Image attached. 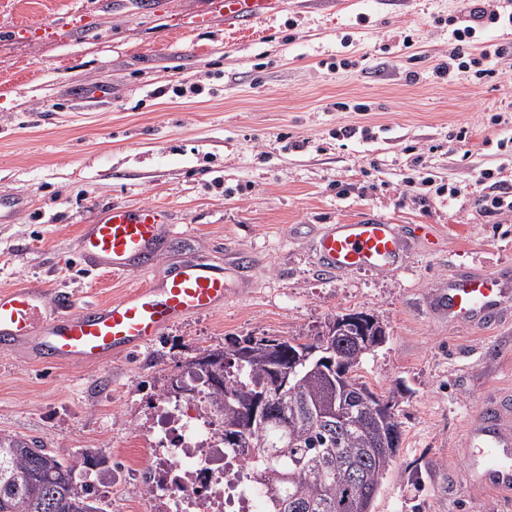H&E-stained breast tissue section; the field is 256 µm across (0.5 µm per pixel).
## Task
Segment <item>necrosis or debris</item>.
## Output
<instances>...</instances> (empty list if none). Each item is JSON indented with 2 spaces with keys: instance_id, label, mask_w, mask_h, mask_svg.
I'll list each match as a JSON object with an SVG mask.
<instances>
[{
  "instance_id": "necrosis-or-debris-1",
  "label": "necrosis or debris",
  "mask_w": 512,
  "mask_h": 512,
  "mask_svg": "<svg viewBox=\"0 0 512 512\" xmlns=\"http://www.w3.org/2000/svg\"><path fill=\"white\" fill-rule=\"evenodd\" d=\"M160 402L168 425L154 436L164 452L152 458L150 497L165 512H261L262 493L244 475L251 456L225 452L218 419L185 415L165 396Z\"/></svg>"
}]
</instances>
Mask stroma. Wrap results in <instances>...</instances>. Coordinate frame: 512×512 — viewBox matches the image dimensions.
<instances>
[{
	"mask_svg": "<svg viewBox=\"0 0 512 512\" xmlns=\"http://www.w3.org/2000/svg\"><path fill=\"white\" fill-rule=\"evenodd\" d=\"M17 2L0 0V190L26 205L0 221V288L121 298L141 275L84 270L79 228L112 202L158 203L174 232L154 276L195 256L223 267L228 294L96 367L0 351V433L98 453L106 475L86 479L107 512H153L144 439L170 377L231 339L362 311L387 340L359 374L395 392L403 431L374 512H512V492L466 482L462 447L479 404L512 392V316L452 326L430 303L461 271L512 269V215L478 203L512 191L498 148L512 138V76L435 73L447 21L471 0H281L247 33L225 26L224 0ZM181 79L202 94H170ZM94 86L109 98L86 101ZM364 216L407 237L398 263L323 270L322 230Z\"/></svg>",
	"mask_w": 512,
	"mask_h": 512,
	"instance_id": "stroma-1",
	"label": "stroma"
}]
</instances>
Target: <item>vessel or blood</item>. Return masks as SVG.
I'll return each mask as SVG.
<instances>
[{
  "label": "vessel or blood",
  "mask_w": 512,
  "mask_h": 512,
  "mask_svg": "<svg viewBox=\"0 0 512 512\" xmlns=\"http://www.w3.org/2000/svg\"><path fill=\"white\" fill-rule=\"evenodd\" d=\"M277 0H224V17L248 31L275 12ZM170 228L161 205H106L81 226L75 252L90 271L144 275V284L120 299L82 307L68 296L49 298L41 288L0 291V350H30L50 364L91 366L149 345L180 318L223 304V268L203 259L174 265L151 277ZM320 264L335 272L384 270L395 265L403 241L395 225L382 217L337 224L318 239ZM512 297L501 275L463 272L450 280L438 303L449 323L482 327L498 320ZM512 397L484 402L466 438L469 483L512 490Z\"/></svg>",
  "instance_id": "b4317fda"
}]
</instances>
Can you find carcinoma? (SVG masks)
Instances as JSON below:
<instances>
[{"label": "carcinoma", "mask_w": 512, "mask_h": 512, "mask_svg": "<svg viewBox=\"0 0 512 512\" xmlns=\"http://www.w3.org/2000/svg\"><path fill=\"white\" fill-rule=\"evenodd\" d=\"M352 335L386 341L370 313L355 312ZM325 331L292 338L247 336L225 350H206L193 362L213 412L224 424V447L254 450L249 480L262 490L267 512H373L401 442L393 396L374 392L357 371L366 355L352 339L336 345L349 380L335 388L336 369L319 362L323 353L297 367L292 385L271 396L270 410L286 424L250 422L254 397L271 381L269 348L296 352L319 345ZM93 457L48 450L33 440L0 433V512H106L93 485L76 482Z\"/></svg>", "instance_id": "carcinoma-1"}]
</instances>
